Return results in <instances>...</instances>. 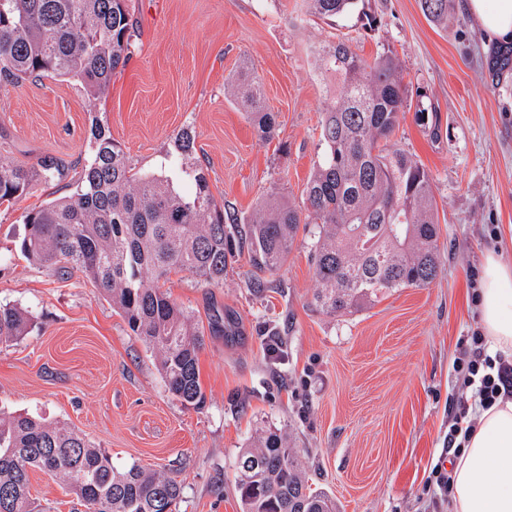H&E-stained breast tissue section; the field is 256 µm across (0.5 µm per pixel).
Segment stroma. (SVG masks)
I'll return each mask as SVG.
<instances>
[{
    "label": "stroma",
    "instance_id": "stroma-1",
    "mask_svg": "<svg viewBox=\"0 0 512 512\" xmlns=\"http://www.w3.org/2000/svg\"><path fill=\"white\" fill-rule=\"evenodd\" d=\"M130 7L132 54L97 103L73 80L0 81V158L69 167L64 180L34 181L0 206V304L34 320L29 335L0 345V410L67 424L108 450L116 467L166 470L182 485L176 512H242L235 461L269 430L301 450L311 486L335 500L336 512H448L431 472L446 459L450 405L474 394L462 388L455 362L462 340L480 328L485 255L512 260V74L490 71L492 38L461 0H450L441 26L419 0H366L379 21L373 31L308 14L303 0ZM339 38L366 59L389 53L402 64L407 108L391 142L434 177L439 274L429 287L335 318L313 303L303 231L261 292L243 253L218 286L173 274L166 291L205 334L204 403L181 402L92 282L20 253L21 215L71 193L91 152L95 112L141 174L167 172L175 135L191 126L212 196L240 217L271 190L301 200L323 155L318 121L336 93L313 48ZM244 63L276 115L272 140H261L224 94ZM422 109L436 125L419 121ZM218 313L233 317V337L210 333ZM29 479L34 512H85L59 477L35 470Z\"/></svg>",
    "mask_w": 512,
    "mask_h": 512
}]
</instances>
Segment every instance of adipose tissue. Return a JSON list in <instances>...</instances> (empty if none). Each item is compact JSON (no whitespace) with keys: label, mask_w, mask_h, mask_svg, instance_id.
<instances>
[{"label":"adipose tissue","mask_w":512,"mask_h":512,"mask_svg":"<svg viewBox=\"0 0 512 512\" xmlns=\"http://www.w3.org/2000/svg\"><path fill=\"white\" fill-rule=\"evenodd\" d=\"M463 7L485 34L512 39V0H464ZM480 293L489 352L512 354V262L487 254ZM452 476L453 512H512V401L480 412Z\"/></svg>","instance_id":"1"}]
</instances>
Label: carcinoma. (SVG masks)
<instances>
[{
  "mask_svg": "<svg viewBox=\"0 0 512 512\" xmlns=\"http://www.w3.org/2000/svg\"><path fill=\"white\" fill-rule=\"evenodd\" d=\"M320 17L350 14L358 0H306ZM431 21L448 20V0H420ZM129 0H0V77L64 78L80 83L94 102L130 57ZM320 68L336 80V97L322 113L316 165L301 203L272 191L245 219L224 213L204 171L194 163L190 126L174 138L181 174L136 177L107 124L92 117V155L79 189L22 214L20 251L59 274L76 270L112 302L158 361L168 391L203 403L198 360L204 346L182 306L163 287L185 272L205 285L224 283L241 246L257 275L280 269L300 225H313L315 306L329 317L354 313L403 288H425L438 276V217L430 172L390 138L406 108L402 68L392 54L369 61L343 40L321 45ZM228 92L244 104L259 136H274L276 121L262 84L243 68ZM60 161L22 167L0 159V204L21 198L34 178L64 176ZM246 230H238V224ZM32 318L0 305V345L30 333ZM60 477L87 512H174L181 485L165 472L112 456L85 436L35 416L0 412V512H31L29 470ZM243 512H336V503L311 489L298 449L270 432L236 462Z\"/></svg>",
  "mask_w": 512,
  "mask_h": 512,
  "instance_id": "obj_1",
  "label": "carcinoma"
}]
</instances>
